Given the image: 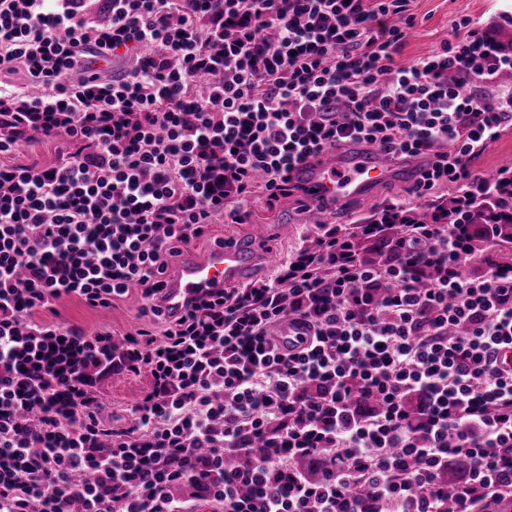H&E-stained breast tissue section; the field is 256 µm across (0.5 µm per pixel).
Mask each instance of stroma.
Instances as JSON below:
<instances>
[{
    "mask_svg": "<svg viewBox=\"0 0 512 512\" xmlns=\"http://www.w3.org/2000/svg\"><path fill=\"white\" fill-rule=\"evenodd\" d=\"M409 11L415 24L395 56L400 65H410L434 53L448 40L451 25L460 18H468L475 30L486 33L498 43L512 44V0H410ZM459 192L457 185H436L425 196L411 194L401 183L395 182L377 190L371 197L330 208L329 221L333 224H365L380 218L389 206L403 207L409 213L437 211L447 205ZM314 220L303 208L299 192L281 198L275 208H267L261 200H253L246 223L218 221L209 225L204 236L192 242V249H208L214 240L226 236L249 235L254 225H266L270 236L263 249L264 255L257 271L258 278L273 276L276 267L298 248L311 232ZM144 300L138 290L115 300L108 308H91L77 298H61L39 310L35 319L44 324L65 322L92 333L111 330L114 336L145 328L161 333L158 320L142 316ZM150 382L146 376H115L102 382L96 389L98 398L105 402L113 415V423H128V408L147 391Z\"/></svg>",
    "mask_w": 512,
    "mask_h": 512,
    "instance_id": "35a3bbf8",
    "label": "stroma"
}]
</instances>
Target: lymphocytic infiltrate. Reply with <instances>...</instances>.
I'll list each match as a JSON object with an SVG mask.
<instances>
[{
	"instance_id": "obj_1",
	"label": "lymphocytic infiltrate",
	"mask_w": 512,
	"mask_h": 512,
	"mask_svg": "<svg viewBox=\"0 0 512 512\" xmlns=\"http://www.w3.org/2000/svg\"><path fill=\"white\" fill-rule=\"evenodd\" d=\"M0 0V512H494L512 503V263L478 276L473 241L512 228L317 225L269 280L220 290L162 335L114 340L34 313L64 296L154 302L171 258L214 220L274 206L327 149L430 155L417 194L474 181L512 126V55L469 19L408 67L410 0ZM143 48L123 77L87 51ZM23 70L25 82L11 81ZM69 150L10 155L33 135ZM499 174L478 181L492 190ZM386 247L377 264L366 246ZM303 338L287 349L284 319ZM147 374L134 423L93 391ZM468 463L456 486L449 461ZM92 473L80 483L74 476ZM67 145L62 140H46L36 136L18 146L11 155V161L17 164L51 165L58 161L60 153L66 152Z\"/></svg>"
}]
</instances>
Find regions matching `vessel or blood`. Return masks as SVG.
<instances>
[{"instance_id": "b4317fda", "label": "vessel or blood", "mask_w": 512, "mask_h": 512, "mask_svg": "<svg viewBox=\"0 0 512 512\" xmlns=\"http://www.w3.org/2000/svg\"><path fill=\"white\" fill-rule=\"evenodd\" d=\"M407 178L417 185L420 173L399 165L381 147L373 145L355 153L328 150L297 164L289 173L291 183L304 190L303 201L318 221H325L329 207L371 196L383 184ZM259 255L250 240L227 239L205 253H188L175 274L166 277L159 303L180 313L204 292L229 288L252 278Z\"/></svg>"}]
</instances>
